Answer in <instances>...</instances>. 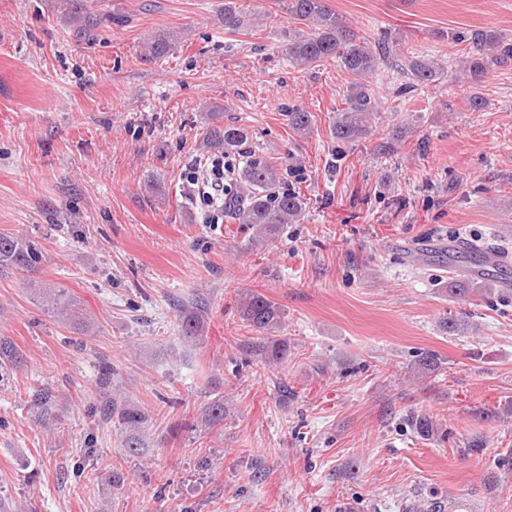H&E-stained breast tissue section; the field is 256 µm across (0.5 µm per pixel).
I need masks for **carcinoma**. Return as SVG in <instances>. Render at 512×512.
<instances>
[{
    "instance_id": "1",
    "label": "carcinoma",
    "mask_w": 512,
    "mask_h": 512,
    "mask_svg": "<svg viewBox=\"0 0 512 512\" xmlns=\"http://www.w3.org/2000/svg\"><path fill=\"white\" fill-rule=\"evenodd\" d=\"M288 14L309 23V31L288 32V62L301 68L317 66L334 60L354 77L345 106L336 110L333 135L341 143L354 142L370 133L372 121L385 110L383 97L366 83V78L384 67L403 74L407 78L405 89L428 86L452 74L461 83L478 86L488 78L492 69L512 61V40L494 30H469L454 35L465 44L464 53L450 72L438 61L419 54L406 55L393 41L385 38L373 44L361 40L355 31L339 19L326 0H288ZM224 32L237 33L248 26L245 15L233 0L224 2ZM314 125V115L303 108L288 110V127L305 137ZM248 135L244 128L233 122L212 124L202 140L207 152L217 151L224 155L228 171L224 180L231 186L234 201L224 209V216L253 231L255 244H272L277 241L286 224H295L304 217L306 209L300 192L279 186L278 171L269 162L245 149ZM39 262L34 245L21 239L0 236V266L29 270ZM461 278L450 292L464 299L477 292L485 296L506 294L512 290L500 286V282L483 278L468 268H460ZM45 305L63 322L92 328L91 318L79 303L70 299L60 288L43 292ZM238 313L241 320L255 331L269 332L283 323L284 313L277 303L267 296L251 291L239 297ZM205 311L198 308L185 314L181 320V332L186 342H194L200 336ZM255 350L268 362H279L288 354V344L275 340L267 345L259 342ZM23 356L12 341L0 336V372H6L22 363ZM439 369L437 358L426 353L411 367V373L424 377ZM114 371L99 379L100 388L106 390L100 403L103 420H117L121 426L122 448L125 454L136 456L144 448L143 429L148 417L140 409L127 403L120 393L112 390ZM224 399L207 404L205 415L212 425L224 422ZM416 433L425 439L439 434V428L427 415L412 419Z\"/></svg>"
}]
</instances>
